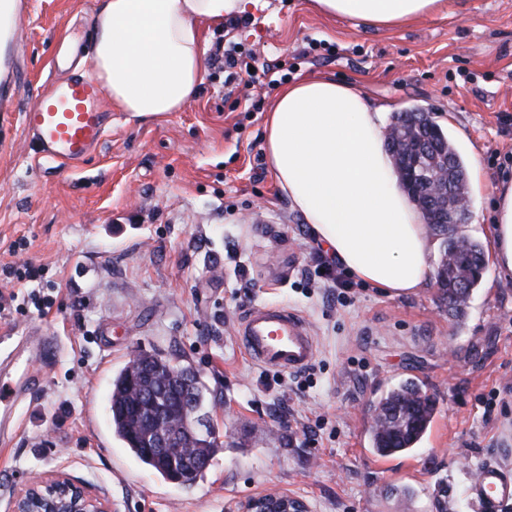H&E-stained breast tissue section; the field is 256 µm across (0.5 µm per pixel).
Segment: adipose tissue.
I'll use <instances>...</instances> for the list:
<instances>
[{
	"mask_svg": "<svg viewBox=\"0 0 512 512\" xmlns=\"http://www.w3.org/2000/svg\"><path fill=\"white\" fill-rule=\"evenodd\" d=\"M330 17L390 28L428 17L445 0H312ZM265 0H98L93 72L113 105L137 117L177 112L204 83L201 25ZM387 106L353 86L313 76L282 90L265 124L270 169L316 241L362 282L395 294L426 287L434 245L385 151ZM489 231L498 271L512 273V180L494 189Z\"/></svg>",
	"mask_w": 512,
	"mask_h": 512,
	"instance_id": "obj_1",
	"label": "adipose tissue"
}]
</instances>
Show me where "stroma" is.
Returning <instances> with one entry per match:
<instances>
[{
    "label": "stroma",
    "mask_w": 512,
    "mask_h": 512,
    "mask_svg": "<svg viewBox=\"0 0 512 512\" xmlns=\"http://www.w3.org/2000/svg\"><path fill=\"white\" fill-rule=\"evenodd\" d=\"M96 0H30L0 104V359L33 329L55 361L0 441V512L22 484L55 471L104 492L114 512H242L285 493L311 512H478L464 489L484 462L512 466V276L486 266L462 316L436 285L395 295L353 281L336 294L326 254L278 186L264 152L267 88H229L217 54L236 48L280 66L286 84L328 74L372 104L420 109L465 164L474 225L489 228L493 187L512 175V0H446L444 9L373 30L268 0L238 27L205 25L206 78L183 110L113 111L84 162L50 163L22 111L57 75L84 70ZM37 278L9 289L23 263ZM255 305L301 313L319 344L300 374L251 361L235 329ZM191 366L209 391L222 444L190 485L164 479L112 434V377L136 354ZM405 379L433 399L416 447L370 445L372 403Z\"/></svg>",
    "instance_id": "1"
}]
</instances>
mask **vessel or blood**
<instances>
[{"label":"vessel or blood","mask_w":512,"mask_h":512,"mask_svg":"<svg viewBox=\"0 0 512 512\" xmlns=\"http://www.w3.org/2000/svg\"><path fill=\"white\" fill-rule=\"evenodd\" d=\"M0 33L7 43L19 44L25 35L20 10L0 13ZM111 114L103 104L99 85L88 76H69L38 91L23 113V127L43 157L59 163L84 160L104 138ZM236 340L254 362L278 372L307 370L317 354V342L305 318L274 305L252 307L240 322ZM17 344L30 356L47 361L55 348L43 336H22ZM26 364L0 375V413L12 414L23 396L39 386ZM465 493L479 512H499L512 501V468L485 462L470 479Z\"/></svg>","instance_id":"vessel-or-blood-1"}]
</instances>
